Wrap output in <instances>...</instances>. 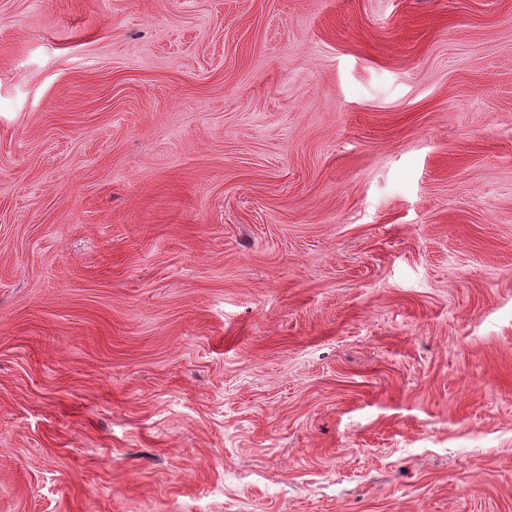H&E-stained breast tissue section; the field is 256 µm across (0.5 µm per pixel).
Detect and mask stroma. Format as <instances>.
I'll return each mask as SVG.
<instances>
[{"label":"stroma","mask_w":512,"mask_h":512,"mask_svg":"<svg viewBox=\"0 0 512 512\" xmlns=\"http://www.w3.org/2000/svg\"><path fill=\"white\" fill-rule=\"evenodd\" d=\"M0 512H512V0H0Z\"/></svg>","instance_id":"obj_1"}]
</instances>
